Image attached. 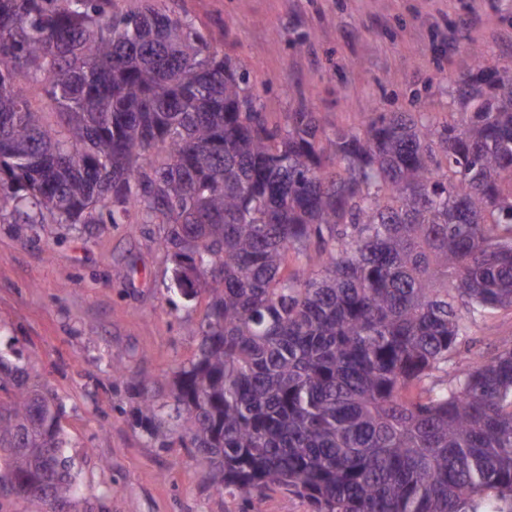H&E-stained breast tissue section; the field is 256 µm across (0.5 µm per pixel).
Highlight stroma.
I'll list each match as a JSON object with an SVG mask.
<instances>
[{"label":"stroma","instance_id":"35a3bbf8","mask_svg":"<svg viewBox=\"0 0 512 512\" xmlns=\"http://www.w3.org/2000/svg\"><path fill=\"white\" fill-rule=\"evenodd\" d=\"M212 31L274 125L319 113L326 132L358 131L382 112L454 119L458 87L474 79L472 48L512 69V0H166ZM83 230L0 217V336L65 405L62 425L81 488L105 512H247L212 486L189 449L161 448L133 421L127 377L149 375L166 401L198 353L210 295L168 292L172 258L158 224ZM462 350L512 347V308L464 318ZM123 376H116L114 367Z\"/></svg>","mask_w":512,"mask_h":512}]
</instances>
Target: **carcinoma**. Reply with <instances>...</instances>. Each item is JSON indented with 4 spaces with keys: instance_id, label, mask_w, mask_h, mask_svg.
Instances as JSON below:
<instances>
[{
    "instance_id": "cac0c4a2",
    "label": "carcinoma",
    "mask_w": 512,
    "mask_h": 512,
    "mask_svg": "<svg viewBox=\"0 0 512 512\" xmlns=\"http://www.w3.org/2000/svg\"><path fill=\"white\" fill-rule=\"evenodd\" d=\"M458 104L442 125H272L210 32L159 0H0V213L120 224L135 199L164 226L169 289L217 284L169 400L138 382V421L250 512L271 485L315 512H468L488 491L512 512V348L458 355L461 311L512 307V71ZM0 390V497L75 512L63 403L2 351Z\"/></svg>"
}]
</instances>
